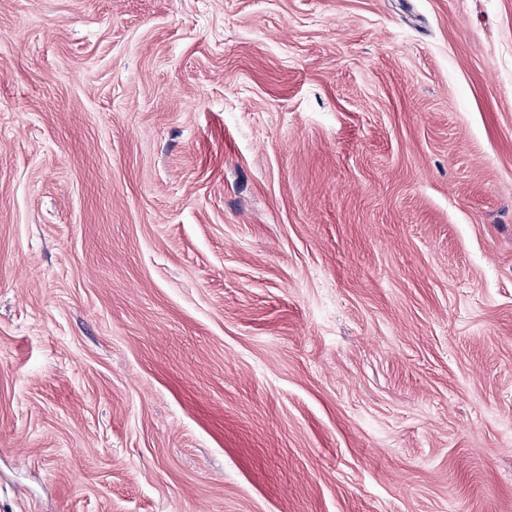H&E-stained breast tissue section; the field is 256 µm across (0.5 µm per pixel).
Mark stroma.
I'll list each match as a JSON object with an SVG mask.
<instances>
[{
    "label": "stroma",
    "instance_id": "stroma-1",
    "mask_svg": "<svg viewBox=\"0 0 512 512\" xmlns=\"http://www.w3.org/2000/svg\"><path fill=\"white\" fill-rule=\"evenodd\" d=\"M0 512H512V0H0Z\"/></svg>",
    "mask_w": 512,
    "mask_h": 512
}]
</instances>
